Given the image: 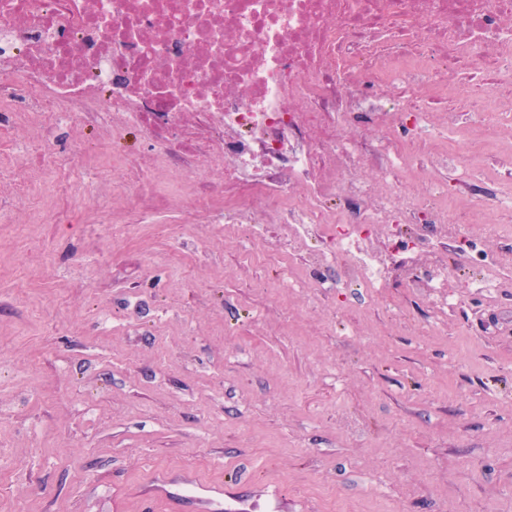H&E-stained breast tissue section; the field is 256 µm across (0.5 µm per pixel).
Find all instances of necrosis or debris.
I'll return each mask as SVG.
<instances>
[{
    "mask_svg": "<svg viewBox=\"0 0 512 512\" xmlns=\"http://www.w3.org/2000/svg\"><path fill=\"white\" fill-rule=\"evenodd\" d=\"M499 112H512V0H0V131L48 113L58 129H140L152 157L113 192L137 195L174 159L221 172L188 213L253 232L269 218L317 287L334 263L347 285L430 295L438 318L449 253L467 251L487 291L497 261L447 231L441 188L397 190L426 169L459 179L440 116L490 136ZM365 125L382 136L352 135Z\"/></svg>",
    "mask_w": 512,
    "mask_h": 512,
    "instance_id": "obj_1",
    "label": "necrosis or debris"
}]
</instances>
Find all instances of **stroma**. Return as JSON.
Wrapping results in <instances>:
<instances>
[{"mask_svg": "<svg viewBox=\"0 0 512 512\" xmlns=\"http://www.w3.org/2000/svg\"><path fill=\"white\" fill-rule=\"evenodd\" d=\"M105 131L50 152L78 178ZM116 176L145 164L137 130ZM489 150L448 189L462 235L502 256L483 291L462 256L453 305L347 286L277 288L288 265L244 226L185 224L173 196L132 208L99 182L84 209L0 223V512H138L158 470L195 469L244 512H512V175ZM495 223L466 222L467 206ZM133 230L88 233L110 214Z\"/></svg>", "mask_w": 512, "mask_h": 512, "instance_id": "stroma-1", "label": "stroma"}]
</instances>
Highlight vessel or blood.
Returning a JSON list of instances; mask_svg holds the SVG:
<instances>
[{
	"mask_svg": "<svg viewBox=\"0 0 512 512\" xmlns=\"http://www.w3.org/2000/svg\"><path fill=\"white\" fill-rule=\"evenodd\" d=\"M160 496L172 502L189 499L195 504L197 512H224L225 509L223 485L200 484L188 470L176 475L157 473L152 488L141 496V512H153V504Z\"/></svg>",
	"mask_w": 512,
	"mask_h": 512,
	"instance_id": "vessel-or-blood-1",
	"label": "vessel or blood"
}]
</instances>
